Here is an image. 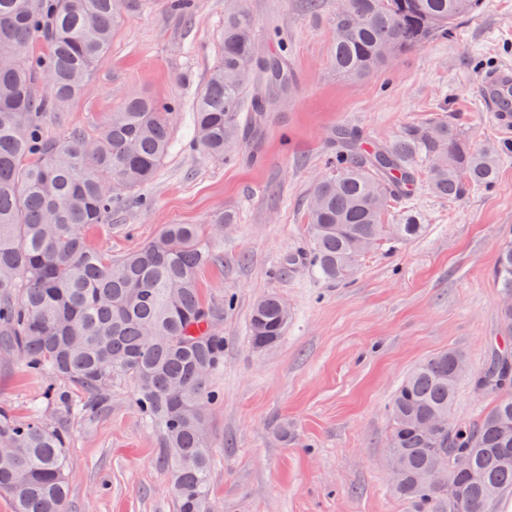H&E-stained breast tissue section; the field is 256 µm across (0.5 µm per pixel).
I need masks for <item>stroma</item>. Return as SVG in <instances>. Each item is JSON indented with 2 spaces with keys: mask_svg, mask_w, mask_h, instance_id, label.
<instances>
[{
  "mask_svg": "<svg viewBox=\"0 0 512 512\" xmlns=\"http://www.w3.org/2000/svg\"><path fill=\"white\" fill-rule=\"evenodd\" d=\"M247 7L259 46L284 51L296 78L261 125L257 162L216 160L191 143L193 105L219 56L224 0H192L185 15L165 0H129L81 93L46 112L42 126L54 139L97 132L131 95L179 105L155 178L84 234L90 248L118 259L165 225L194 224L218 254L198 279L207 303L234 301L220 324L224 363L210 378L217 398L206 412L211 496L223 512H413L385 469L389 401L415 365L442 351L458 350L479 369L500 331L492 269L512 235V154L501 157L489 192L448 201L419 183L387 219L398 223L411 208L426 233L365 253L347 284L324 282L309 265L311 190L340 124L377 144L447 116L475 149L512 142L480 96L491 72L512 66V0H482L448 38L353 80L329 64L336 0L312 10L303 0ZM266 294L282 299L290 319L282 342L260 353L249 315ZM47 385L18 358L0 361V405L17 419L28 418ZM133 399L128 381L98 415L46 409L70 434L68 512H178L159 434Z\"/></svg>",
  "mask_w": 512,
  "mask_h": 512,
  "instance_id": "stroma-1",
  "label": "stroma"
}]
</instances>
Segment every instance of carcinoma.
I'll list each match as a JSON object with an SVG mask.
<instances>
[{
    "label": "carcinoma",
    "mask_w": 512,
    "mask_h": 512,
    "mask_svg": "<svg viewBox=\"0 0 512 512\" xmlns=\"http://www.w3.org/2000/svg\"><path fill=\"white\" fill-rule=\"evenodd\" d=\"M482 0H346L334 15L331 64L359 79L437 37L477 11ZM125 0H0V355L22 357L39 377L79 387L87 399L48 387L45 400L82 416L97 414L112 386L131 381L134 405L159 432L162 463L179 512H216L210 494L213 451L200 434L216 395L207 378L224 363L223 309L204 305L197 272L219 261L201 247L194 224H168L121 259L87 246L84 229L112 216L114 195L150 181L168 154L172 102L132 96L101 130L47 140L43 113L78 95L108 51ZM41 34L43 52L30 50ZM47 74L43 95L37 75ZM283 55L260 49L246 0H224L219 58L195 106L192 143L225 158L254 140L264 113L294 88ZM329 175L313 190L309 261L320 278L348 280L362 254L421 236L412 214L386 223L392 205L426 176L437 197L459 200L493 189L498 159L512 144L477 151L451 120L404 128L393 142L363 143L338 127ZM500 295L512 299V242L493 269ZM501 336L483 367L456 370L464 355L448 350L419 364L390 404L387 453L398 470L397 494L414 512H490L512 491V304L498 310ZM288 309L275 295L259 299L249 320L252 348L278 346ZM492 399L476 421L456 419L435 434L421 427L452 414L458 384ZM68 429L35 406L27 420L0 407V492L14 512H66ZM455 454L467 469L431 487L422 475Z\"/></svg>",
    "instance_id": "obj_1"
}]
</instances>
